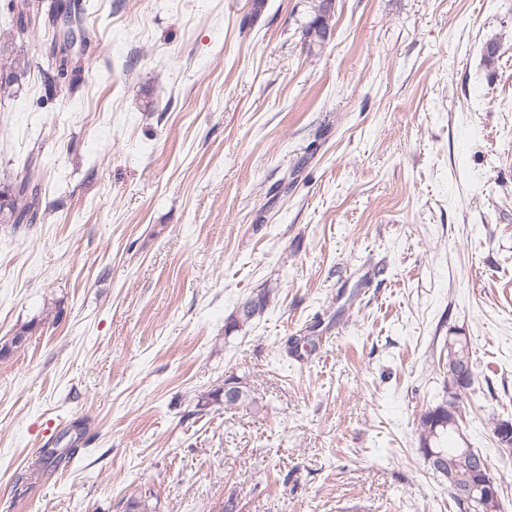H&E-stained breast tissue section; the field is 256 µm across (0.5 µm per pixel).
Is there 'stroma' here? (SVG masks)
I'll use <instances>...</instances> for the list:
<instances>
[{
    "label": "stroma",
    "mask_w": 512,
    "mask_h": 512,
    "mask_svg": "<svg viewBox=\"0 0 512 512\" xmlns=\"http://www.w3.org/2000/svg\"><path fill=\"white\" fill-rule=\"evenodd\" d=\"M82 2L75 88L31 38L0 99L46 211L0 224V512H456L415 435L455 330L512 512V0H335L312 50L315 0ZM229 377L260 411L198 409ZM314 4V16L312 20L304 27L303 37L304 44L308 45V49L313 46H321L324 42V36L332 33V0H317ZM269 306V292L265 289L246 298L231 320L225 326V334L242 329L251 320L261 317Z\"/></svg>",
    "instance_id": "1"
}]
</instances>
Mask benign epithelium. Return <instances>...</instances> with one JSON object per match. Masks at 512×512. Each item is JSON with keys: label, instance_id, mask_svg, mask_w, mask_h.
Masks as SVG:
<instances>
[{"label": "benign epithelium", "instance_id": "1", "mask_svg": "<svg viewBox=\"0 0 512 512\" xmlns=\"http://www.w3.org/2000/svg\"><path fill=\"white\" fill-rule=\"evenodd\" d=\"M464 334L456 330L452 335L448 336V392H454L467 384L470 377V365L463 359L459 358L455 352L457 344L464 342ZM460 414H455L448 418V425L455 428L462 446L459 447L461 456L457 460H449L440 450L433 451L425 457L430 467L436 472L443 475L453 490V499L459 512H469L472 507V501L477 493H485L488 502V508L491 512L500 510L501 497L499 484L496 477L487 467L483 456L473 453L469 447L468 439L463 433L460 423ZM497 441L501 452L505 455L512 454V422L504 421L501 423L497 433ZM468 462L475 476H477L476 484L459 483L456 481V468L458 461Z\"/></svg>", "mask_w": 512, "mask_h": 512}]
</instances>
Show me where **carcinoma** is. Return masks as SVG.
Returning <instances> with one entry per match:
<instances>
[{
    "instance_id": "cac0c4a2",
    "label": "carcinoma",
    "mask_w": 512,
    "mask_h": 512,
    "mask_svg": "<svg viewBox=\"0 0 512 512\" xmlns=\"http://www.w3.org/2000/svg\"><path fill=\"white\" fill-rule=\"evenodd\" d=\"M332 0H317L314 5V16L304 27V44L308 47L319 46L324 42V36L332 31ZM11 8L17 12L16 26L6 37L0 36V91L10 89L18 82L21 73L25 72L31 62L15 47L16 40H25L35 36L36 32L46 26L51 19L46 4L40 0H11ZM48 53L58 59L55 78L59 82L74 84L77 75L82 71L79 59L57 55V38H52ZM42 165L40 154L30 153L26 161L27 173L21 178L8 182H0V224H10L17 228L22 224H35L43 216L41 212L42 199L40 178L35 171ZM269 306V292L260 290L246 298L231 320L225 326V334L242 329L251 320L262 316ZM29 327L24 326L7 342L0 345V357L9 355L20 348L27 340ZM224 389L216 388L208 393L203 406L224 402V407L253 408L256 400L251 396L247 386L242 385L237 395L232 399H220ZM448 400L441 399L435 405L423 411L416 424L418 444L423 446L422 452L441 449L445 453L455 452L448 445L452 432L448 431ZM124 512H159L158 504L153 502V495L140 491L133 492L124 502Z\"/></svg>"
}]
</instances>
